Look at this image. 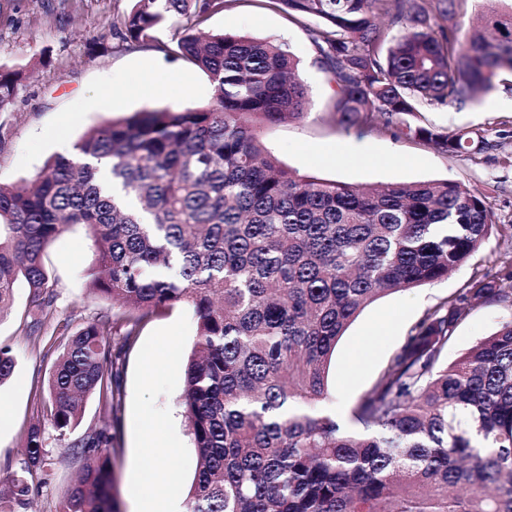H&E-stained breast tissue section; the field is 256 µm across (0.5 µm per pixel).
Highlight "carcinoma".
<instances>
[{"instance_id":"cac0c4a2","label":"carcinoma","mask_w":512,"mask_h":512,"mask_svg":"<svg viewBox=\"0 0 512 512\" xmlns=\"http://www.w3.org/2000/svg\"><path fill=\"white\" fill-rule=\"evenodd\" d=\"M112 19L149 46L173 29L181 57L207 75L211 101L145 109L89 128L74 153L29 183L0 184V315L22 283L30 331L53 315L44 264L70 226L96 249L87 289L124 312L64 342L47 380L48 422L65 442L84 403L99 424L65 447L83 459L60 512H120L112 422L122 355L150 315L189 305L198 331L183 398L198 471L185 512H512V318L451 363L444 353L478 300L512 307V257L474 269L426 309L344 431L318 407L336 346L360 313L397 291L465 265L495 226L485 198L443 181L327 182L283 168L259 125L302 119L307 87L289 46L203 24L233 0H132ZM311 30L347 130L409 136L439 153L489 150L479 132H448L424 109L474 101L512 75V11L482 0H264ZM24 70L0 67V112ZM106 169L109 184L98 173ZM16 368L0 346V384ZM45 426L30 427L25 465L8 478L9 509L28 504V475L46 483Z\"/></svg>"}]
</instances>
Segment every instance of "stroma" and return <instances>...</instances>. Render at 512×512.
Listing matches in <instances>:
<instances>
[{
  "label": "stroma",
  "instance_id": "1",
  "mask_svg": "<svg viewBox=\"0 0 512 512\" xmlns=\"http://www.w3.org/2000/svg\"><path fill=\"white\" fill-rule=\"evenodd\" d=\"M131 6V0H0V66L31 73L11 109L0 112V184L33 179L48 158L72 153L83 133L104 120L145 108H186L210 101L208 77L172 52L169 31H161L159 44L150 48L126 47L113 32L114 13ZM315 25L312 19L295 23L261 0H234L205 24L213 31L287 42L299 60L312 100L310 113L299 121L261 129L264 145L282 166L346 184L459 182L487 196L497 225L471 261L447 279L378 299L341 338L321 407L351 430L354 406L424 311L455 294L473 269L496 274L503 254L512 250V240L500 233L512 225V87L500 81L476 101L426 112L435 126L480 130L493 144L486 152L442 154L414 139L347 130L337 123L331 107L333 81L316 61L310 39ZM149 71L155 74L156 86L145 82ZM107 83L112 97L104 104L100 92ZM94 259L93 241L82 225L48 246L45 264L56 298L52 329L73 332L110 313V303L94 300L87 292L84 275ZM27 296L25 286H18L13 307L0 316V343L10 345L17 359L13 378L0 386V401L11 409L9 426L0 430V488L25 459L30 426L46 417L42 396L57 356L45 342L28 335ZM509 318L512 309L501 304H474L454 332L447 359L455 360ZM196 333V317L188 305L164 310L141 324L134 345L119 362L114 478L121 512H135L134 474L143 458L141 434L146 428L165 442L154 458L173 475L169 493L181 500L187 497L198 456L182 399L186 358ZM150 358L156 366L148 372L144 363ZM49 448L55 478L48 484L33 483L27 512H58L82 466L59 441H50Z\"/></svg>",
  "mask_w": 512,
  "mask_h": 512
}]
</instances>
